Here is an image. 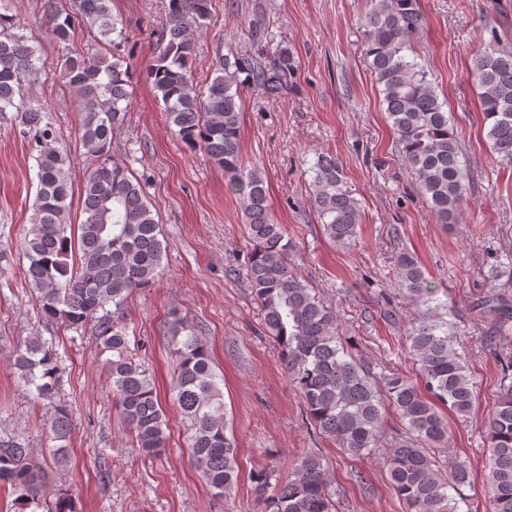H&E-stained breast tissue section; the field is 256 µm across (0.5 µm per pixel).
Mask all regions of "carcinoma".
<instances>
[{"mask_svg":"<svg viewBox=\"0 0 512 512\" xmlns=\"http://www.w3.org/2000/svg\"><path fill=\"white\" fill-rule=\"evenodd\" d=\"M5 2L0 0V115L14 113L19 134L37 151L38 186L22 242L28 262L24 278L46 319L75 329L95 322L97 344L110 353L104 368L121 418L137 447L157 455L166 448V415L152 376L133 358L126 329L115 319L133 290L155 283L164 255L161 226L141 183L125 162L110 155L112 136L126 120L131 96L129 68L112 53V35L123 37V29L112 14L111 0H42L52 39L65 51L62 77L81 105V145L98 161L84 180L83 220L75 225L70 156L57 146L48 112L25 95L46 71L47 60L16 32ZM211 5L212 0H166L160 52L148 77L175 136L191 148L201 147L211 163L235 176L242 166L239 75L246 74L245 80L267 95L280 96L293 60L285 53L271 68L240 62L233 71L222 62L207 88L197 87L190 70L189 31L208 25ZM81 26L97 33V48L86 53L72 49ZM425 26L419 0H370L360 20L365 56L404 158L432 212L441 223L451 224L465 200L470 175L428 71L406 55L411 39ZM470 77L481 89L492 148L512 157V54L490 47L477 50ZM310 170L313 203L325 233L335 243L352 244L362 215L343 170L323 153ZM231 184L242 193L246 233L255 244L249 283L286 371L302 393L310 424L346 453L370 457L382 450L378 442L388 418L395 416L406 437L382 451L403 512H462V488L471 484L470 472L462 465L450 477L443 471L438 455L452 436L435 402L464 416L474 405L476 390L448 322L436 314L415 318L408 350L418 377L396 373L379 384L339 340L332 309L298 277L287 229L270 215L262 171L254 168L246 180ZM396 266L407 296L414 303L423 300L429 288L419 262L402 253ZM170 332L176 361L171 395L189 424L192 458L214 494L229 495L238 479L237 448L227 435L224 394L210 352L178 314L170 317ZM501 357L500 395L488 421L486 512H512V355ZM13 360L25 385L53 406L49 430L57 445L49 455L62 462L72 418L66 406L53 404L57 353L34 336L13 351ZM253 479L261 492V512H334V491L322 459L312 451L285 477L261 469ZM0 485L11 490L18 512L42 508L46 472L26 442L0 436Z\"/></svg>","mask_w":512,"mask_h":512,"instance_id":"obj_1","label":"carcinoma"}]
</instances>
